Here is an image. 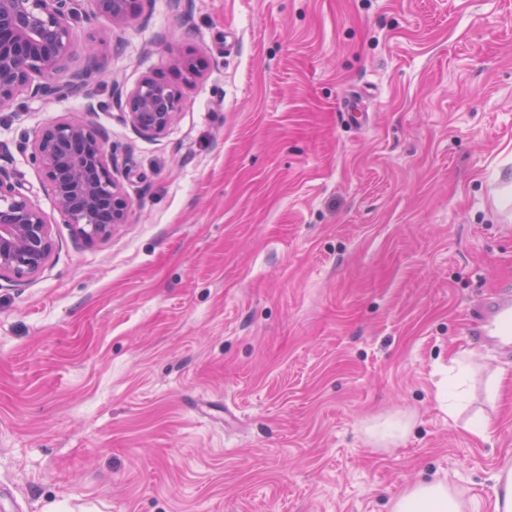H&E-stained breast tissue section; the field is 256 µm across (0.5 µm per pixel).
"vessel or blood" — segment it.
Instances as JSON below:
<instances>
[{
  "label": "vessel or blood",
  "mask_w": 512,
  "mask_h": 512,
  "mask_svg": "<svg viewBox=\"0 0 512 512\" xmlns=\"http://www.w3.org/2000/svg\"><path fill=\"white\" fill-rule=\"evenodd\" d=\"M482 345L512 355V291L502 289L481 301L468 325Z\"/></svg>",
  "instance_id": "vessel-or-blood-1"
}]
</instances>
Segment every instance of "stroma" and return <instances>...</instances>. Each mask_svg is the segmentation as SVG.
<instances>
[{"instance_id": "stroma-1", "label": "stroma", "mask_w": 512, "mask_h": 512, "mask_svg": "<svg viewBox=\"0 0 512 512\" xmlns=\"http://www.w3.org/2000/svg\"><path fill=\"white\" fill-rule=\"evenodd\" d=\"M89 37L134 216L54 224L42 272L0 280V512H389L432 476L494 512L512 357L465 323L512 289V0H145ZM176 49L205 75L139 137L111 82ZM85 107L0 108V168L51 216L32 133ZM472 349L486 438L437 399Z\"/></svg>"}]
</instances>
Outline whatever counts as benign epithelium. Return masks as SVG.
Here are the masks:
<instances>
[{"mask_svg":"<svg viewBox=\"0 0 512 512\" xmlns=\"http://www.w3.org/2000/svg\"><path fill=\"white\" fill-rule=\"evenodd\" d=\"M81 0H0V106L20 99L91 94L95 69L76 70L62 83L75 54V28L86 15ZM93 18L113 28L139 19L143 0H93ZM177 80L151 74L130 90L111 83L110 104L141 137L164 136L184 104V89L203 75L205 63L192 53L172 56ZM29 161L51 190L61 223L86 243L104 241L132 222L133 203L112 165L105 130L86 118L67 117L33 132ZM51 218L28 189L0 168V280L25 281L49 262L55 243Z\"/></svg>","mask_w":512,"mask_h":512,"instance_id":"obj_1","label":"benign epithelium"}]
</instances>
